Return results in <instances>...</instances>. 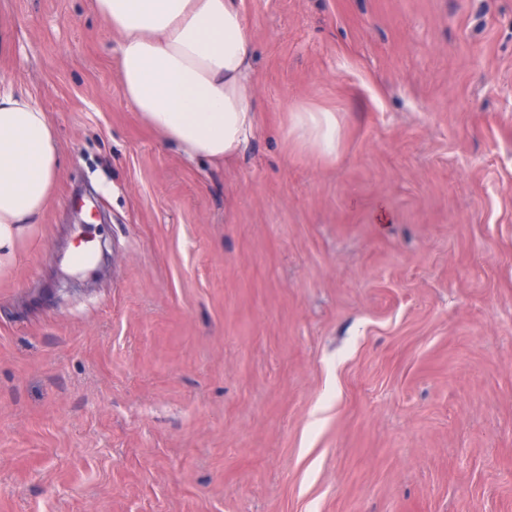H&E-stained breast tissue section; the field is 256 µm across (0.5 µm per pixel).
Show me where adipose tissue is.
<instances>
[{
    "instance_id": "adipose-tissue-1",
    "label": "adipose tissue",
    "mask_w": 512,
    "mask_h": 512,
    "mask_svg": "<svg viewBox=\"0 0 512 512\" xmlns=\"http://www.w3.org/2000/svg\"><path fill=\"white\" fill-rule=\"evenodd\" d=\"M241 0H94L120 37L123 96L187 159L233 157L254 134V50ZM293 130L336 152V116L295 107ZM61 153L54 124L27 94L0 85V276L49 205Z\"/></svg>"
}]
</instances>
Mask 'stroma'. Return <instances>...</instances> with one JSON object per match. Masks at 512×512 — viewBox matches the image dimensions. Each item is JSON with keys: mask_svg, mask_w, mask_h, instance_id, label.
<instances>
[{"mask_svg": "<svg viewBox=\"0 0 512 512\" xmlns=\"http://www.w3.org/2000/svg\"><path fill=\"white\" fill-rule=\"evenodd\" d=\"M241 7L258 128L212 162L132 111L92 0H0L62 156L0 277V512H512V0ZM77 236L108 272L53 297ZM292 112V130L299 137L310 136L322 154L331 156L336 153V116L333 112L315 111L300 105Z\"/></svg>", "mask_w": 512, "mask_h": 512, "instance_id": "obj_1", "label": "stroma"}]
</instances>
